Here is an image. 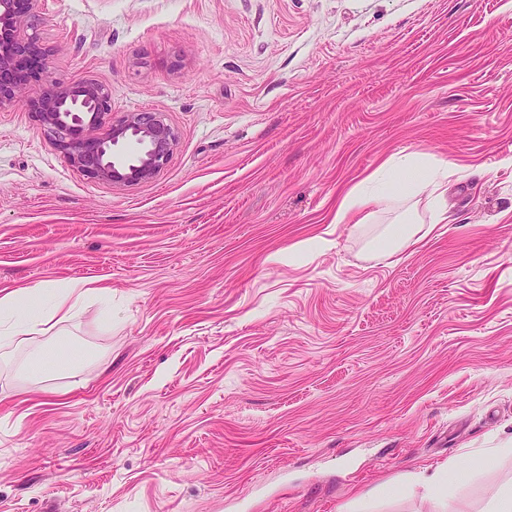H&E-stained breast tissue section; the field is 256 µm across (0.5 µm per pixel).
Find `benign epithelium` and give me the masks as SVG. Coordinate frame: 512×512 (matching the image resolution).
<instances>
[{"label":"benign epithelium","mask_w":512,"mask_h":512,"mask_svg":"<svg viewBox=\"0 0 512 512\" xmlns=\"http://www.w3.org/2000/svg\"><path fill=\"white\" fill-rule=\"evenodd\" d=\"M36 2L0 0V31L10 36V48L0 47V72L13 69L17 58L39 51L28 34ZM20 99L73 166L114 185L156 178L177 143L175 130L159 112H125L102 129L104 117L112 113V93L96 81L74 87L53 79L35 96L21 83L0 82V108Z\"/></svg>","instance_id":"benign-epithelium-1"}]
</instances>
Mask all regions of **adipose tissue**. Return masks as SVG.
Returning a JSON list of instances; mask_svg holds the SVG:
<instances>
[{
    "instance_id": "1",
    "label": "adipose tissue",
    "mask_w": 512,
    "mask_h": 512,
    "mask_svg": "<svg viewBox=\"0 0 512 512\" xmlns=\"http://www.w3.org/2000/svg\"><path fill=\"white\" fill-rule=\"evenodd\" d=\"M447 182V162L415 155L390 157L337 201L334 221L362 224L374 208L391 209L425 191L429 194L431 223H447ZM111 295V286L92 281H46L0 290V360L10 361L13 349L29 346L34 351L32 370L73 368L81 358L80 352L64 343L47 348L43 335L71 320L85 303L107 300ZM455 478L449 468L422 470L419 483L432 512H460L449 490Z\"/></svg>"
}]
</instances>
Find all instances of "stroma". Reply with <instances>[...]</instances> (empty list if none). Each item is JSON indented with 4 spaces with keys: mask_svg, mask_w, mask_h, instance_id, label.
Here are the masks:
<instances>
[{
    "mask_svg": "<svg viewBox=\"0 0 512 512\" xmlns=\"http://www.w3.org/2000/svg\"><path fill=\"white\" fill-rule=\"evenodd\" d=\"M26 79L162 113L154 179L73 167L0 108V288L97 279L0 369V512H483L512 485V0H41ZM450 163L448 223L383 256L336 201L387 157ZM314 241L316 249L297 252ZM450 468L425 467L419 476V483L424 489V497L431 505V512H460L454 495L449 490L450 484L458 473Z\"/></svg>",
    "mask_w": 512,
    "mask_h": 512,
    "instance_id": "1",
    "label": "stroma"
}]
</instances>
